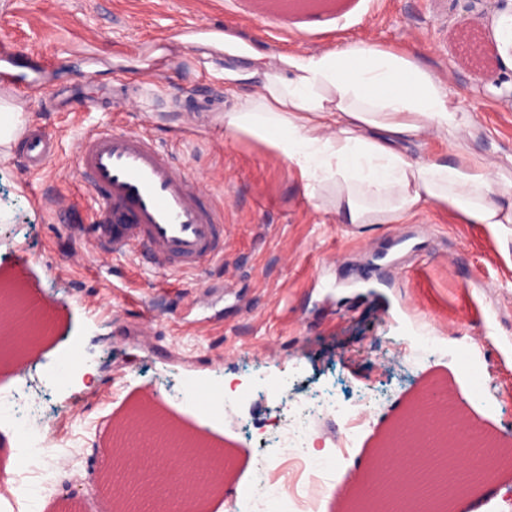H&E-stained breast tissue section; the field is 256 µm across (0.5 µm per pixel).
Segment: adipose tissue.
<instances>
[{
    "mask_svg": "<svg viewBox=\"0 0 512 512\" xmlns=\"http://www.w3.org/2000/svg\"><path fill=\"white\" fill-rule=\"evenodd\" d=\"M181 42L223 54L225 87L250 88L225 110V133L272 149L344 223L399 224L438 207L512 234V168L466 153L470 111L411 50L336 37L318 50L265 51L234 25ZM432 139L448 156L408 154Z\"/></svg>",
    "mask_w": 512,
    "mask_h": 512,
    "instance_id": "obj_1",
    "label": "adipose tissue"
}]
</instances>
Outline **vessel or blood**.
Wrapping results in <instances>:
<instances>
[{
  "mask_svg": "<svg viewBox=\"0 0 512 512\" xmlns=\"http://www.w3.org/2000/svg\"><path fill=\"white\" fill-rule=\"evenodd\" d=\"M29 169H41L52 139L23 134ZM78 168L95 204L97 246L143 252L166 275L198 271L224 254V209L150 135L98 125L80 140Z\"/></svg>",
  "mask_w": 512,
  "mask_h": 512,
  "instance_id": "1",
  "label": "vessel or blood"
}]
</instances>
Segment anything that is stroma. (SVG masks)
Wrapping results in <instances>:
<instances>
[{
  "label": "stroma",
  "mask_w": 512,
  "mask_h": 512,
  "mask_svg": "<svg viewBox=\"0 0 512 512\" xmlns=\"http://www.w3.org/2000/svg\"><path fill=\"white\" fill-rule=\"evenodd\" d=\"M248 3L0 0V40L19 52L26 88L0 89V100L59 144L41 172L26 170L18 145L0 164V272L28 263L42 298L62 307L36 370L75 357L95 371L89 385L73 376L41 398L46 428L63 408L69 431L49 486L27 480V498L43 512H109L114 493L101 479L110 448L145 392L157 396L165 426L226 443L222 490L207 512L250 494L268 455L258 440L287 414L279 388L299 398L332 392L344 403L359 387L377 391L355 448L337 461L342 489L430 379L447 382L471 425L512 437V237L441 209L357 226L316 208L297 169L225 134L222 110L235 93L223 64L175 41L173 28L235 23L271 48L286 28L308 47L334 36L410 47L473 108L470 151L498 159L512 155V71L464 63L467 0H352L339 17L288 18L255 16ZM69 87L100 111L61 105ZM102 123L151 134L223 203V261L200 277H171L89 240L94 202L77 147ZM422 331L441 346L417 357ZM201 384L231 386L250 434L178 401Z\"/></svg>",
  "instance_id": "35a3bbf8"
}]
</instances>
